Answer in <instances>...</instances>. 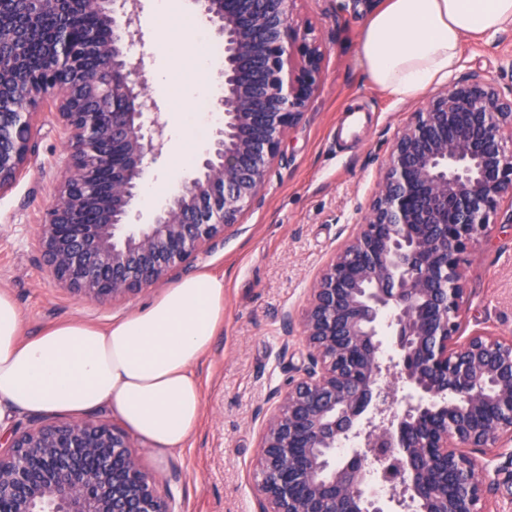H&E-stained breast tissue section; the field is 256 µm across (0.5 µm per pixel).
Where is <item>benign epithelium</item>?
<instances>
[{
  "instance_id": "7a95c632",
  "label": "benign epithelium",
  "mask_w": 512,
  "mask_h": 512,
  "mask_svg": "<svg viewBox=\"0 0 512 512\" xmlns=\"http://www.w3.org/2000/svg\"><path fill=\"white\" fill-rule=\"evenodd\" d=\"M20 24L0 5V192L28 164L39 115L55 109L69 165L40 220L48 276L72 295L125 300L168 280L224 238L259 196L285 135L322 76L325 46L291 19L294 0H194L224 40V122L196 175L144 224L132 211L166 125L145 111L136 0H27ZM58 24L51 67L14 108L13 73L43 7ZM92 13L102 39L70 24ZM107 60L104 79L86 67ZM508 204L512 222V92L479 77L450 82L410 113L376 181L364 223L309 288L299 374L261 419L254 476L259 512H384L374 474L407 512H484L469 450L512 444V337L460 342L465 256ZM395 337L394 383L383 384L379 326ZM406 385V407L388 413ZM360 447L340 459L346 439ZM0 512H173L132 450L104 420L44 419L0 435Z\"/></svg>"
}]
</instances>
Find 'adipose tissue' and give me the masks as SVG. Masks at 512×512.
<instances>
[{"mask_svg":"<svg viewBox=\"0 0 512 512\" xmlns=\"http://www.w3.org/2000/svg\"><path fill=\"white\" fill-rule=\"evenodd\" d=\"M157 15L165 45L178 50L165 80L210 92L215 65L196 46L203 26L185 0H157ZM510 26L512 0H385L367 18L356 56L379 89L415 99L447 78L465 35ZM217 118L185 114L171 174L146 181L144 208L173 189ZM21 323L17 303L0 292V426L18 414L78 418L104 409L163 458L184 447L202 417L195 369L224 325V281L208 273L185 278L105 327L72 320L26 338Z\"/></svg>","mask_w":512,"mask_h":512,"instance_id":"adipose-tissue-1","label":"adipose tissue"}]
</instances>
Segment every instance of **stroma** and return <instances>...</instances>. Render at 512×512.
<instances>
[{
  "label": "stroma",
  "instance_id": "35a3bbf8",
  "mask_svg": "<svg viewBox=\"0 0 512 512\" xmlns=\"http://www.w3.org/2000/svg\"><path fill=\"white\" fill-rule=\"evenodd\" d=\"M139 4L145 44L131 61L151 75L149 100L170 125L172 102L184 99V89L159 82L170 59L159 49L155 0ZM293 18L311 25L326 46L320 86L286 135L257 200L223 240L179 272L224 279V328L197 369L202 420L185 447L165 458L135 444L145 468L171 493L175 512H258L259 413L301 364L307 290L360 222L396 131L425 103L381 92L358 64L355 46L367 14L353 0H296ZM473 74L512 91V27L464 37L449 78ZM33 145L23 176L0 194V291L18 304L24 335L71 319L105 326L155 298L160 289L153 286L99 304L73 297L47 276L39 218L57 200L68 156L53 112L42 114ZM466 275L461 338L512 336V223L497 218L489 242L469 254ZM478 460L488 512H512V446Z\"/></svg>",
  "mask_w": 512,
  "mask_h": 512
}]
</instances>
